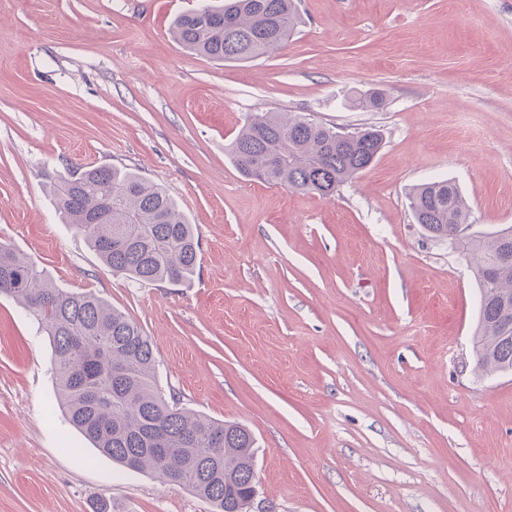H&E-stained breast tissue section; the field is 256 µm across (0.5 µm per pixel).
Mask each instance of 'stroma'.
Returning <instances> with one entry per match:
<instances>
[{
  "label": "stroma",
  "instance_id": "stroma-1",
  "mask_svg": "<svg viewBox=\"0 0 512 512\" xmlns=\"http://www.w3.org/2000/svg\"><path fill=\"white\" fill-rule=\"evenodd\" d=\"M221 0H0V244L150 336L163 390L246 427L248 512H512V372L473 369L468 257L415 224L448 180L473 233L512 225V0H297L278 57L215 62L170 34ZM380 108H352L366 91ZM255 112L379 129L335 196L242 177ZM136 170L199 236L193 280L139 285L64 223L50 179ZM52 348L0 297V512H211L63 417Z\"/></svg>",
  "mask_w": 512,
  "mask_h": 512
}]
</instances>
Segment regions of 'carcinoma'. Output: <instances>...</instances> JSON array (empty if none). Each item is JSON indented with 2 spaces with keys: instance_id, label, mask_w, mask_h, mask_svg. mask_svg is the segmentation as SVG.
I'll return each mask as SVG.
<instances>
[{
  "instance_id": "cac0c4a2",
  "label": "carcinoma",
  "mask_w": 512,
  "mask_h": 512,
  "mask_svg": "<svg viewBox=\"0 0 512 512\" xmlns=\"http://www.w3.org/2000/svg\"><path fill=\"white\" fill-rule=\"evenodd\" d=\"M300 23L295 0H225L179 14L173 38L216 61L284 53ZM378 130L343 131L310 117L261 112L228 147L243 176L299 193L334 195L371 167ZM58 208L99 260L139 284H181L196 274L198 239L169 192L128 168L92 167L54 184ZM416 223L467 254L479 290L474 369L512 372V225L467 235L470 209L449 181L408 196ZM0 295L41 324L53 344V373L71 424L113 461L187 487L215 512H245L254 484V439L239 425L180 405L156 380L150 336L89 292L56 285L26 256L0 244Z\"/></svg>"
}]
</instances>
